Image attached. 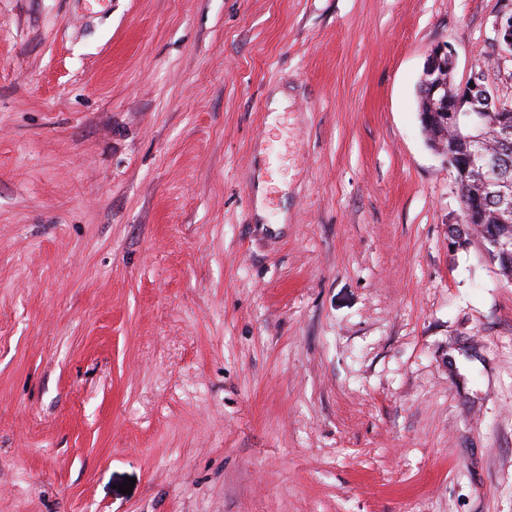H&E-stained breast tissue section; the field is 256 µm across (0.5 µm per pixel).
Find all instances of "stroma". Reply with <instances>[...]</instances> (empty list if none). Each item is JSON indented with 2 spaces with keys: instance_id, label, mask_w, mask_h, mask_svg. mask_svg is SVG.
<instances>
[{
  "instance_id": "1",
  "label": "stroma",
  "mask_w": 512,
  "mask_h": 512,
  "mask_svg": "<svg viewBox=\"0 0 512 512\" xmlns=\"http://www.w3.org/2000/svg\"><path fill=\"white\" fill-rule=\"evenodd\" d=\"M500 8L0 0V512H512V276L418 115L442 42L512 101ZM502 7L492 26L490 45L501 59L512 60V2L501 0ZM469 206L468 211L462 216L459 224H451L448 227V237L452 236V244H456L459 239L468 242L472 232H477L486 245H490L487 234H490L488 227L489 220L487 214L494 211V204L488 201H478Z\"/></svg>"
}]
</instances>
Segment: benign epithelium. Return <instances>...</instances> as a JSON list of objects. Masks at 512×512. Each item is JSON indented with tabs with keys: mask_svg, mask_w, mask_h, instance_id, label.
I'll use <instances>...</instances> for the list:
<instances>
[{
	"mask_svg": "<svg viewBox=\"0 0 512 512\" xmlns=\"http://www.w3.org/2000/svg\"><path fill=\"white\" fill-rule=\"evenodd\" d=\"M490 45L501 58L512 60V0H502V7L492 26ZM456 51L449 44L433 47L426 58L421 78V93L433 105L432 115L444 129L446 142H431L444 159L457 187L468 184L470 171L498 170L500 155L489 149L481 127L470 121L473 112L495 113L497 138L506 143L512 138V104L495 97L485 84L482 69H471L466 80L454 83ZM480 197L500 198L503 209L494 213L495 223L501 225L492 245L505 259L512 260V181L482 179Z\"/></svg>",
	"mask_w": 512,
	"mask_h": 512,
	"instance_id": "7a95c632",
	"label": "benign epithelium"
}]
</instances>
